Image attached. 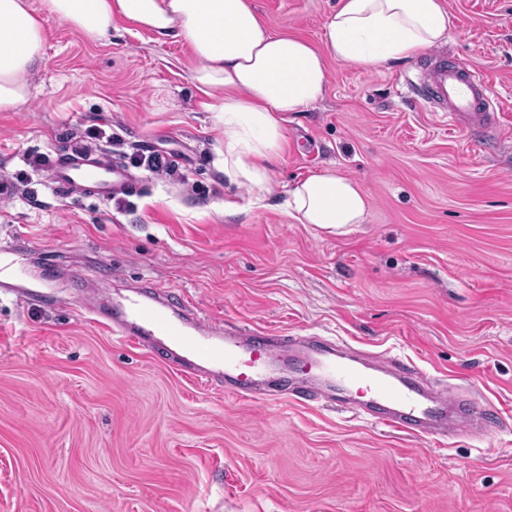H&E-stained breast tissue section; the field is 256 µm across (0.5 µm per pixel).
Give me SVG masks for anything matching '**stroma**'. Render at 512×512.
<instances>
[{"label":"stroma","mask_w":512,"mask_h":512,"mask_svg":"<svg viewBox=\"0 0 512 512\" xmlns=\"http://www.w3.org/2000/svg\"><path fill=\"white\" fill-rule=\"evenodd\" d=\"M337 2L252 0L316 44ZM443 2L436 50L487 74L498 132L449 129L414 98L423 57L334 62L323 99L289 115L260 207L224 178L180 43L128 23L92 41L45 17L30 96L0 112V512H512V0ZM77 149L112 156L138 195L54 197L32 163ZM155 151L167 171L138 165ZM328 170L368 197L342 235L284 206ZM96 282L161 285L228 330L389 353L503 420L426 440L332 402L226 395L113 340L78 303Z\"/></svg>","instance_id":"35a3bbf8"}]
</instances>
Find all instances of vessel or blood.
Returning <instances> with one entry per match:
<instances>
[{
    "mask_svg": "<svg viewBox=\"0 0 512 512\" xmlns=\"http://www.w3.org/2000/svg\"><path fill=\"white\" fill-rule=\"evenodd\" d=\"M406 85L417 97L438 105L448 127L483 130L491 104L484 73L437 56L419 78H407ZM47 171L59 197L74 188L105 200L136 190L134 182L101 153L57 156L50 159ZM85 309L122 342L145 350L164 346L180 373L236 397L271 395L272 374L297 360L308 373L307 381L295 390L298 398L332 402L337 394L351 392L360 399L361 415L378 408L379 423L399 432L425 436L450 429L481 438L498 419L495 409L473 392L435 386L419 368L397 358H382L373 365L338 355L335 343L326 340L285 339L253 327L228 330L183 312L171 291L159 286L134 288L111 314L99 301H86Z\"/></svg>",
    "mask_w": 512,
    "mask_h": 512,
    "instance_id": "obj_1",
    "label": "vessel or blood"
}]
</instances>
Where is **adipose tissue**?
<instances>
[{"label": "adipose tissue", "mask_w": 512, "mask_h": 512, "mask_svg": "<svg viewBox=\"0 0 512 512\" xmlns=\"http://www.w3.org/2000/svg\"><path fill=\"white\" fill-rule=\"evenodd\" d=\"M46 15L95 41L126 22L187 45L191 81L224 133V176L260 200L288 115L323 98L329 61L362 68L406 62L446 42L451 27L441 0H339L317 47L274 32L250 0H0V112L29 97ZM287 208L298 223L344 234L363 223L367 197L358 182L328 170L297 182Z\"/></svg>", "instance_id": "obj_1"}]
</instances>
